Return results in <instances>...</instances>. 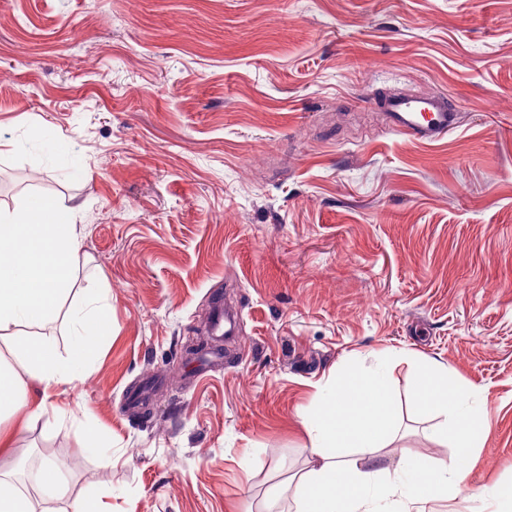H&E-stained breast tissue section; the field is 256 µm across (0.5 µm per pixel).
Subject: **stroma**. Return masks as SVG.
<instances>
[{
  "label": "stroma",
  "instance_id": "stroma-1",
  "mask_svg": "<svg viewBox=\"0 0 512 512\" xmlns=\"http://www.w3.org/2000/svg\"><path fill=\"white\" fill-rule=\"evenodd\" d=\"M0 69V188L42 178L0 208L84 205L87 261L43 331L68 354L92 279L112 310L85 381L15 436L34 495L48 450L112 512H291L272 495L307 465L300 412L388 348L447 363L489 428L433 448L400 364L383 465L460 457L453 512L512 484V0H0ZM393 93L446 95L457 129L392 130ZM227 296L238 334L196 376Z\"/></svg>",
  "mask_w": 512,
  "mask_h": 512
}]
</instances>
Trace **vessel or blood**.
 <instances>
[{
  "mask_svg": "<svg viewBox=\"0 0 512 512\" xmlns=\"http://www.w3.org/2000/svg\"><path fill=\"white\" fill-rule=\"evenodd\" d=\"M389 113L395 129L420 142H434L457 127V114L443 97L392 96L382 105ZM236 317L223 305H216L209 327L212 336L232 334Z\"/></svg>",
  "mask_w": 512,
  "mask_h": 512,
  "instance_id": "obj_1",
  "label": "vessel or blood"
}]
</instances>
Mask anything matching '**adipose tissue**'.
Listing matches in <instances>:
<instances>
[{"instance_id":"obj_1","label":"adipose tissue","mask_w":512,"mask_h":512,"mask_svg":"<svg viewBox=\"0 0 512 512\" xmlns=\"http://www.w3.org/2000/svg\"><path fill=\"white\" fill-rule=\"evenodd\" d=\"M79 202L32 196L0 210V420L28 428L46 410L53 388L80 383L87 365L112 334L101 288L88 289L84 306L70 315L71 348L61 356L39 329L53 321L61 297L85 260L76 231ZM381 364L363 372L334 370L329 385L300 415L312 465L276 492L295 512H432L455 499L465 475L456 462L400 456L394 467L375 464L396 438L397 407L386 369L415 362L413 400L432 425L433 443H453L466 453L480 446L488 426L484 408L471 400L436 359L413 361L387 349ZM10 433L0 430V512H38L15 478Z\"/></svg>"}]
</instances>
